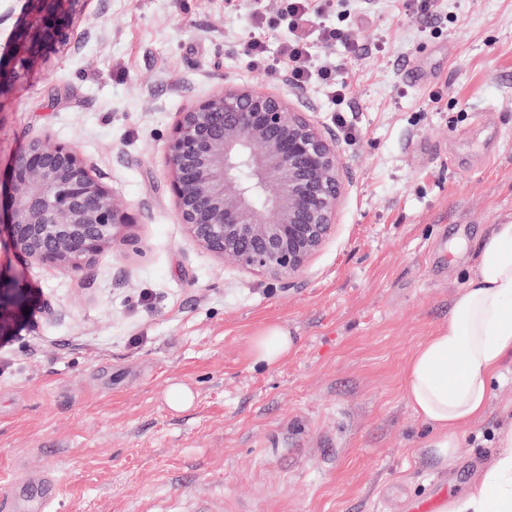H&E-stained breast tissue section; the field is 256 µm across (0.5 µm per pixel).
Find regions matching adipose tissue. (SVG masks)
<instances>
[{"mask_svg":"<svg viewBox=\"0 0 512 512\" xmlns=\"http://www.w3.org/2000/svg\"><path fill=\"white\" fill-rule=\"evenodd\" d=\"M295 344L286 327L271 323L253 337L250 356L278 365ZM512 360V220L492 225L479 246L448 322L419 344L404 373L414 414L428 426L432 454L447 459L456 433L484 413L491 381ZM501 451L461 496L441 512H512V425L499 433Z\"/></svg>","mask_w":512,"mask_h":512,"instance_id":"obj_1","label":"adipose tissue"}]
</instances>
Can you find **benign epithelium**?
I'll return each mask as SVG.
<instances>
[{
    "instance_id": "benign-epithelium-1",
    "label": "benign epithelium",
    "mask_w": 512,
    "mask_h": 512,
    "mask_svg": "<svg viewBox=\"0 0 512 512\" xmlns=\"http://www.w3.org/2000/svg\"><path fill=\"white\" fill-rule=\"evenodd\" d=\"M5 53L0 96L30 65L73 35L86 0H24ZM164 166L175 216L198 248L285 288L331 236L342 183L336 138L261 83L226 84L178 113ZM0 211L14 252L79 272L134 223L76 146L45 134L15 159ZM33 309L0 277V334Z\"/></svg>"
}]
</instances>
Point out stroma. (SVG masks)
<instances>
[{
  "label": "stroma",
  "instance_id": "obj_1",
  "mask_svg": "<svg viewBox=\"0 0 512 512\" xmlns=\"http://www.w3.org/2000/svg\"><path fill=\"white\" fill-rule=\"evenodd\" d=\"M257 0H86L87 30L0 97V177L44 133L75 144L137 221L75 274L0 276L48 300L0 346V500L10 512H411L465 492L512 422V364L442 461L403 375L447 323L492 224L512 216V0H355L318 22L348 89L332 107L249 68ZM263 82L335 135L334 231L286 288L222 264L178 224L164 147L178 112ZM344 114L360 130L348 138ZM295 346L250 357L265 325ZM193 394L174 412L170 385ZM293 336L278 323L265 325L253 337L250 356L255 364L265 367L278 365L293 349Z\"/></svg>",
  "mask_w": 512,
  "mask_h": 512
}]
</instances>
